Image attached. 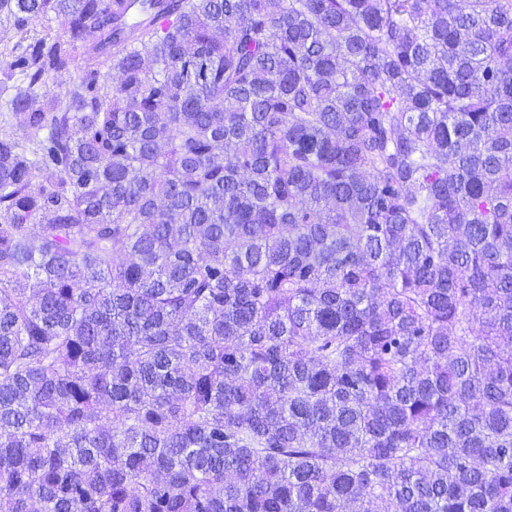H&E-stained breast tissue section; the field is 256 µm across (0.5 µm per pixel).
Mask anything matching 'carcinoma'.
<instances>
[{
	"instance_id": "1",
	"label": "carcinoma",
	"mask_w": 512,
	"mask_h": 512,
	"mask_svg": "<svg viewBox=\"0 0 512 512\" xmlns=\"http://www.w3.org/2000/svg\"><path fill=\"white\" fill-rule=\"evenodd\" d=\"M130 8L0 0V512H512V0ZM68 18L64 15H57L54 13L49 14L48 19L36 22L31 26L28 33V40L22 41L23 47H26L29 42H33L34 38H39L44 31L50 29L52 35H64L68 31Z\"/></svg>"
}]
</instances>
